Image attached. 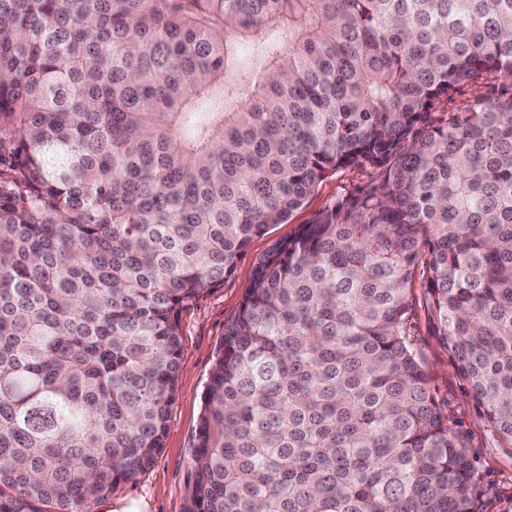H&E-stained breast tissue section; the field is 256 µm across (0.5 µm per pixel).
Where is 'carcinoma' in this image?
I'll return each mask as SVG.
<instances>
[{
  "label": "carcinoma",
  "instance_id": "carcinoma-1",
  "mask_svg": "<svg viewBox=\"0 0 512 512\" xmlns=\"http://www.w3.org/2000/svg\"><path fill=\"white\" fill-rule=\"evenodd\" d=\"M346 169L224 328L186 512H470L420 309L512 448V0H0V512L136 480L182 310Z\"/></svg>",
  "mask_w": 512,
  "mask_h": 512
}]
</instances>
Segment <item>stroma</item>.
I'll return each instance as SVG.
<instances>
[{
	"instance_id": "stroma-1",
	"label": "stroma",
	"mask_w": 512,
	"mask_h": 512,
	"mask_svg": "<svg viewBox=\"0 0 512 512\" xmlns=\"http://www.w3.org/2000/svg\"><path fill=\"white\" fill-rule=\"evenodd\" d=\"M363 178L361 171L350 169L329 178L304 208L291 215L288 223L273 225L266 235L252 240L223 285L182 313L181 371L163 446L152 465L135 481L92 503L89 512H121L122 507L134 502L141 505L142 512H186L202 391L224 339V327L237 315L256 263L275 241L293 236L338 191L359 184ZM419 328L418 343L434 391L447 402L449 415L463 431L474 464L472 512H512V449L492 443L447 349L432 336L427 322H420Z\"/></svg>"
}]
</instances>
